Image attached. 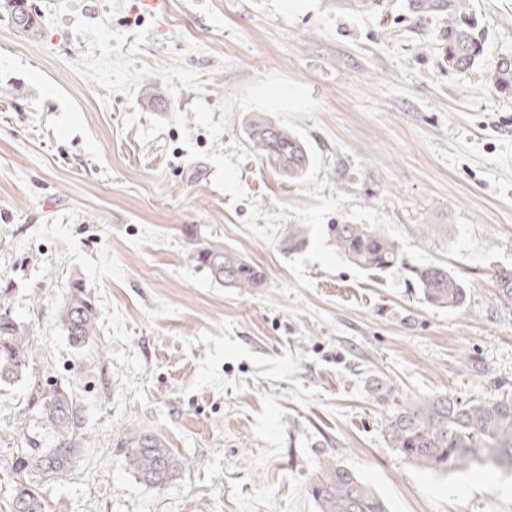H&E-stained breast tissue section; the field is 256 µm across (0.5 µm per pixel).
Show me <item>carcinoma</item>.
Returning <instances> with one entry per match:
<instances>
[{"label": "carcinoma", "mask_w": 512, "mask_h": 512, "mask_svg": "<svg viewBox=\"0 0 512 512\" xmlns=\"http://www.w3.org/2000/svg\"><path fill=\"white\" fill-rule=\"evenodd\" d=\"M420 16H440L448 68L476 71L484 58V38L471 0H418ZM14 27L30 37L39 34L36 10L29 0H4ZM487 80L498 91L512 94V57L497 61ZM248 138L255 152L271 161L290 179L301 178L311 164L308 147L294 132L268 118L249 124ZM330 240L336 251L360 269L400 274L419 289L426 303L459 309L466 300L464 283L441 264H414L398 243L382 229L367 224H332ZM303 243L302 231L290 226L280 245L294 250ZM191 259L207 268L229 288L249 294L263 287L265 273L224 248L220 241L196 240ZM500 300L512 304V269L496 275ZM73 346L82 350L98 336L96 306L81 279L71 281L58 315ZM33 340L27 328L0 315V387L28 381L25 409L36 414L53 433L44 448L34 436L20 435L15 448L10 486V512H49L34 486L25 479L35 471L48 481H63L80 461L79 436L84 411L69 384L50 378L27 380ZM393 448L410 464L432 472L448 473L479 466L512 470V398L492 397L463 402L448 394L419 397L393 408L388 419ZM127 463L140 482L160 488L177 477L182 461L155 433L127 429L120 437ZM319 512H387L374 489L331 457L319 461L310 483Z\"/></svg>", "instance_id": "cac0c4a2"}]
</instances>
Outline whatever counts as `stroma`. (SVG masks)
<instances>
[{
    "mask_svg": "<svg viewBox=\"0 0 512 512\" xmlns=\"http://www.w3.org/2000/svg\"><path fill=\"white\" fill-rule=\"evenodd\" d=\"M30 39L0 10V313L33 337L28 373L69 382L84 410L83 461L61 483L31 475L51 512H318L320 460L355 471L389 512H512V473L424 472L393 448L396 399L512 397V96L449 68L442 20L408 0H31ZM485 60L512 57V0H473ZM306 86L304 118L324 196L354 198L464 282L459 309L425 304L400 275L306 266L245 227L251 205L311 197L260 156L240 167L247 198L213 184L169 124L195 99L217 107L256 77ZM194 236H187V228ZM217 240L264 269L244 294L191 261ZM97 307V347L75 349L57 316L73 278ZM26 386L0 389V477L23 431ZM146 428L183 462L140 483L117 443Z\"/></svg>",
    "mask_w": 512,
    "mask_h": 512,
    "instance_id": "obj_1",
    "label": "stroma"
}]
</instances>
